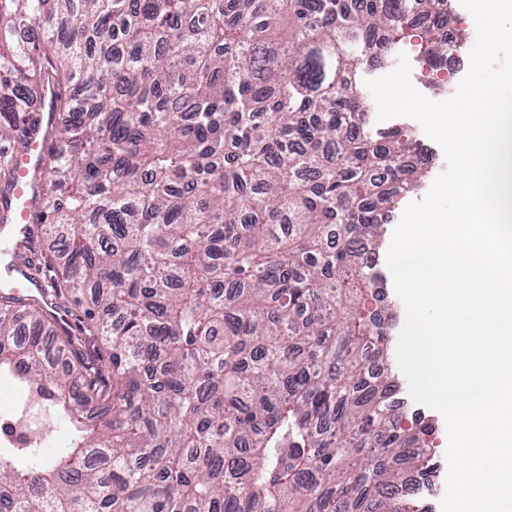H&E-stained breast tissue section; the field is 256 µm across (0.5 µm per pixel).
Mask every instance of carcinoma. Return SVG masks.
<instances>
[{"mask_svg":"<svg viewBox=\"0 0 512 512\" xmlns=\"http://www.w3.org/2000/svg\"><path fill=\"white\" fill-rule=\"evenodd\" d=\"M444 0H0V181L45 84L64 128L32 223L67 236L55 297L88 337L0 293V372L71 446L0 452V512H415L429 425L394 413L364 261L417 190L402 131L374 141L357 74ZM429 72L457 49L417 34ZM46 456L54 455L58 449L67 447L72 438L71 427L62 417L44 418L41 423Z\"/></svg>","mask_w":512,"mask_h":512,"instance_id":"carcinoma-1","label":"carcinoma"}]
</instances>
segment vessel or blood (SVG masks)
<instances>
[{"mask_svg":"<svg viewBox=\"0 0 512 512\" xmlns=\"http://www.w3.org/2000/svg\"><path fill=\"white\" fill-rule=\"evenodd\" d=\"M53 102V90H46L38 106V122L26 127L27 149L13 160L14 173L6 201L7 219L0 224V288H23L30 292L42 288L41 281L32 279L26 267L17 260L11 232L25 227L38 206L34 183L40 175L47 145L41 131L54 129L57 125Z\"/></svg>","mask_w":512,"mask_h":512,"instance_id":"b4317fda","label":"vessel or blood"}]
</instances>
